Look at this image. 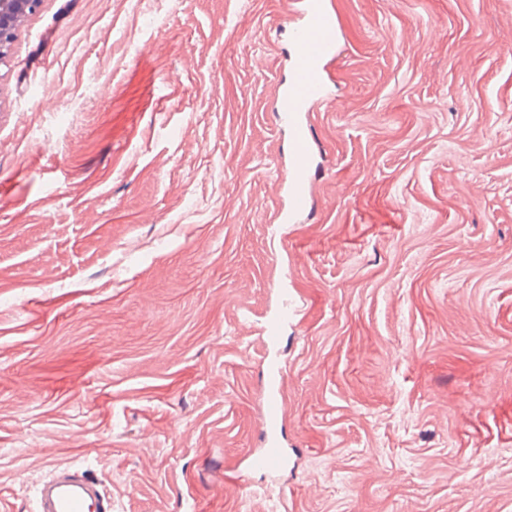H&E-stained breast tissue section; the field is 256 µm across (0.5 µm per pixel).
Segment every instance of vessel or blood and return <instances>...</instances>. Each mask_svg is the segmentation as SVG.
<instances>
[{"label": "vessel or blood", "instance_id": "vessel-or-blood-1", "mask_svg": "<svg viewBox=\"0 0 512 512\" xmlns=\"http://www.w3.org/2000/svg\"><path fill=\"white\" fill-rule=\"evenodd\" d=\"M287 28L290 63L273 107L279 126L288 132V155L293 161L287 200L274 216L275 223L280 225L296 222L309 207L308 182L313 151L307 114L313 108L327 105L334 96L328 72L330 63L336 58L338 42L333 0H296ZM298 314L296 301L282 297L261 328L269 351L278 350L284 327ZM283 378L279 363L269 361L261 422L264 446L250 455L249 471L274 474L288 466V451L280 442L283 431L280 385ZM34 512H112V499L101 481L94 479L87 468L59 465L52 467L38 485Z\"/></svg>", "mask_w": 512, "mask_h": 512}]
</instances>
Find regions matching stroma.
<instances>
[{"label":"stroma","instance_id":"obj_1","mask_svg":"<svg viewBox=\"0 0 512 512\" xmlns=\"http://www.w3.org/2000/svg\"><path fill=\"white\" fill-rule=\"evenodd\" d=\"M292 0H41L0 64V512H512V0H334L311 209ZM144 48L133 60L136 48ZM292 472L260 447V322ZM290 20L285 19L290 63L273 112L279 126L288 131V155L293 169L287 200L273 222H296L309 207L308 182L313 162L311 129L307 112L327 105L334 96L328 68L336 58L338 29L332 0H297ZM298 314L296 301L289 297L288 293L284 294L279 306L267 316L261 328L264 343L269 351L275 353L278 350L282 342L284 327L294 321ZM90 469L54 466L38 485L35 512H112V498Z\"/></svg>","mask_w":512,"mask_h":512}]
</instances>
